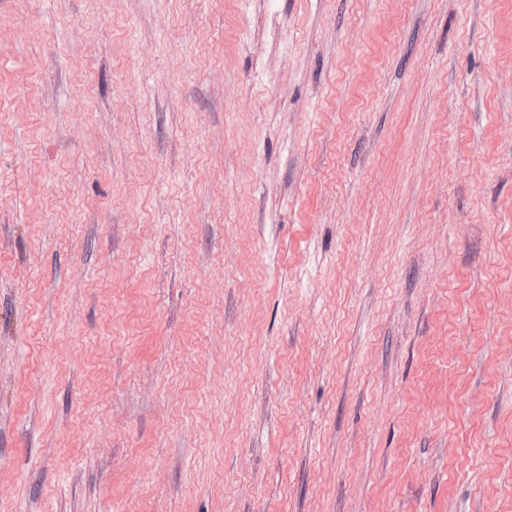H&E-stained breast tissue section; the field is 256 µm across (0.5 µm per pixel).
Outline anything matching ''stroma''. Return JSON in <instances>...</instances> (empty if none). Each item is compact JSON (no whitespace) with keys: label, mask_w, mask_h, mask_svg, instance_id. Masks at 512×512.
<instances>
[{"label":"stroma","mask_w":512,"mask_h":512,"mask_svg":"<svg viewBox=\"0 0 512 512\" xmlns=\"http://www.w3.org/2000/svg\"><path fill=\"white\" fill-rule=\"evenodd\" d=\"M0 512H512V0H0Z\"/></svg>","instance_id":"1"}]
</instances>
